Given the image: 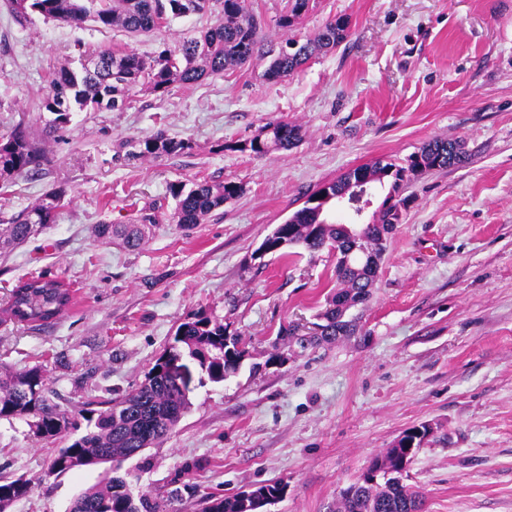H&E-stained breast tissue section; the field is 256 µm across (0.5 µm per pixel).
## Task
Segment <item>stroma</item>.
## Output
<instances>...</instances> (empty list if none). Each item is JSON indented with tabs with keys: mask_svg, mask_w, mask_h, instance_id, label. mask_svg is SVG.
<instances>
[{
	"mask_svg": "<svg viewBox=\"0 0 512 512\" xmlns=\"http://www.w3.org/2000/svg\"><path fill=\"white\" fill-rule=\"evenodd\" d=\"M266 36L303 39L336 17L347 39L294 74L268 62L164 95L135 93L121 111L75 113L46 144L48 162L0 188V220L61 187L55 224L0 255V307L18 281L41 274L73 300L51 326L0 321V366H41L48 397L81 419L89 402L137 387L178 325L198 312L224 323L247 351L224 382L196 385L171 435L122 463L133 494L198 495L261 483L287 491L267 512H330L340 488L408 428L433 429L409 466L424 512H512V0H315L292 30L288 0H248ZM218 0L131 36L88 22L33 16L20 24L0 0V135L25 121L40 134L48 76L105 47L151 56L198 36ZM303 137L259 157L231 151L267 122ZM190 140L162 160L116 158L119 143L156 131ZM460 139L467 162L412 180L371 298L352 308L356 335L270 362L288 323L307 327L336 288L329 250L255 253L320 186L377 158L403 162L433 138ZM234 181L239 197L204 223L171 221L170 185ZM153 207L147 241L128 250L95 239V224H127ZM57 445L25 420L0 421V476L32 489L8 512H69L104 467L46 476Z\"/></svg>",
	"mask_w": 512,
	"mask_h": 512,
	"instance_id": "35a3bbf8",
	"label": "stroma"
}]
</instances>
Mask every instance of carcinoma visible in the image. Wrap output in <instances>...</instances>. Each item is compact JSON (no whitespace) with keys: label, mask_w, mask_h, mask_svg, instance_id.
I'll use <instances>...</instances> for the list:
<instances>
[{"label":"carcinoma","mask_w":512,"mask_h":512,"mask_svg":"<svg viewBox=\"0 0 512 512\" xmlns=\"http://www.w3.org/2000/svg\"><path fill=\"white\" fill-rule=\"evenodd\" d=\"M221 17L200 36L165 47L144 57L132 50L104 48L80 60V70L62 67L49 81V91L41 107L50 114L44 123L45 139H51L71 122V114L87 107L114 110L125 105L136 92L163 95L175 84L191 85L249 63L255 56L269 59L266 78L286 77L321 54L333 51L348 36L349 21L343 16L326 23L312 37L300 43L288 39L276 47L265 41L258 18L249 12L246 0H217ZM313 0H288V10L279 17V26L288 31L310 10ZM15 21L22 24L34 14L70 26L81 27L91 21L104 28L120 29L130 34L147 33L163 27L171 17L200 13L207 0H8ZM302 139L299 125L274 120L242 144L228 150H249L257 156L295 147ZM192 148L189 141L158 131L133 144L123 142L119 150L128 159H162ZM467 160L459 140L434 138L402 165L377 159L353 168L326 183L333 194L344 193L350 180L360 178L387 188V205L376 222L364 231L361 248L383 254L386 242L402 222L401 210L407 207L404 191L413 180L411 172H433L459 166ZM44 162L42 144L20 122L0 136V182L11 183L17 177L39 172ZM241 186L233 181H202L187 187H171L176 201L172 223L189 229L203 223L215 210L235 199ZM66 192L53 188L33 206L0 224V250L5 252L27 242L47 225L55 222L65 206ZM156 223L150 208L141 210L133 224H95L93 236L110 242L114 239L132 249L145 241V229ZM341 226L318 220V206L304 205L278 225L267 239L274 252L282 255L294 246L315 253L325 247L337 251L336 280L339 288L316 315L318 330L303 336L290 325L279 331L282 345L331 344L357 329L347 312L366 303L372 294L375 276L367 264L345 265L350 246L340 238ZM71 291L58 279L33 277L13 288L6 313L9 319L30 327H46L63 314L71 303ZM246 357L238 337L227 333L224 324L197 312L181 323L173 343L155 359L144 381L134 390L117 398L98 402L100 408L88 409L83 419L85 430H78L67 410L46 396L43 370L34 365L22 371L0 370V419H36V434L44 440L63 439L67 445L58 449L47 466V474L60 475L76 467L95 468L109 456L114 475L83 489L73 500L70 512H167V505L147 494L134 497L124 477L117 474V464L133 458L161 442L177 427L189 408L193 384L170 373V363L181 360L193 377H206L221 383L237 372ZM409 457L404 448H387L372 459L367 476L358 478L342 492L334 512H422V500L406 484ZM31 482L20 477L0 480V512L26 496ZM254 509L265 512L267 498H282L281 483L261 484L253 488ZM201 512H242L240 495L203 496Z\"/></svg>","instance_id":"obj_1"}]
</instances>
